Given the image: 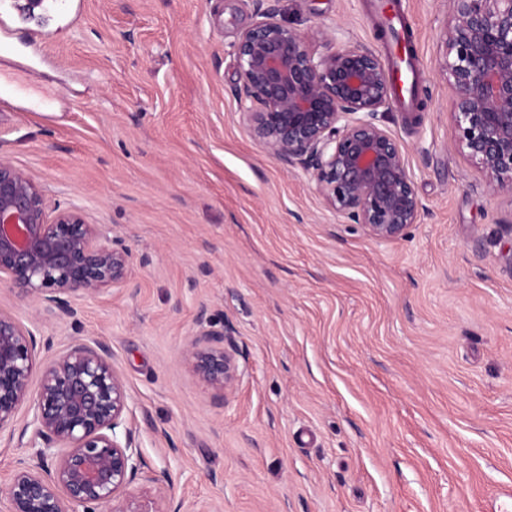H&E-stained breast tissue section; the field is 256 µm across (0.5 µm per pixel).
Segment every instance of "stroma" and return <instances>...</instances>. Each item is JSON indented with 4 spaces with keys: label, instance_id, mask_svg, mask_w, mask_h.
Segmentation results:
<instances>
[{
    "label": "stroma",
    "instance_id": "35a3bbf8",
    "mask_svg": "<svg viewBox=\"0 0 512 512\" xmlns=\"http://www.w3.org/2000/svg\"><path fill=\"white\" fill-rule=\"evenodd\" d=\"M378 0H276L281 19L389 60ZM0 155L49 206L121 237L129 284L40 318L46 367L103 340L141 471L126 496L179 512H512V198L461 150L443 67L448 0H400L425 108L384 118L418 221L380 242L243 120L228 34L241 0H0ZM233 333L225 398L186 348L200 307ZM33 373L31 388L41 375Z\"/></svg>",
    "mask_w": 512,
    "mask_h": 512
}]
</instances>
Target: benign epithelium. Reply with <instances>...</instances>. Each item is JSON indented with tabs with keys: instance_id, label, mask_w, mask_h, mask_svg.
Listing matches in <instances>:
<instances>
[{
	"instance_id": "1",
	"label": "benign epithelium",
	"mask_w": 512,
	"mask_h": 512,
	"mask_svg": "<svg viewBox=\"0 0 512 512\" xmlns=\"http://www.w3.org/2000/svg\"><path fill=\"white\" fill-rule=\"evenodd\" d=\"M251 21L231 44L243 113L270 157L311 172L325 203L379 241L417 223L414 176L396 139L379 123L392 109V83L372 50L321 29L308 34L278 19L266 0H251ZM444 68L451 117L462 149L512 196V0H450ZM324 50L314 49L313 43ZM131 252L81 211H49L42 188L0 156V282L39 305L46 320L75 315L73 302L130 279ZM224 321L201 309L189 343L194 372L220 396L233 390L239 365ZM40 347L33 330L0 309V433L23 406L19 437L31 454L0 499L5 512H170L167 503L122 502L141 461L135 434L119 438L127 392L111 347L76 339L30 388Z\"/></svg>"
}]
</instances>
